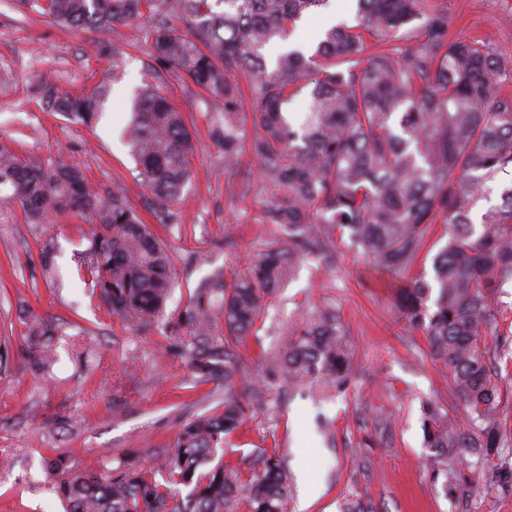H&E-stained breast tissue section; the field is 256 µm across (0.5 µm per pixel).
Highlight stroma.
Instances as JSON below:
<instances>
[{
  "instance_id": "stroma-1",
  "label": "stroma",
  "mask_w": 512,
  "mask_h": 512,
  "mask_svg": "<svg viewBox=\"0 0 512 512\" xmlns=\"http://www.w3.org/2000/svg\"><path fill=\"white\" fill-rule=\"evenodd\" d=\"M429 2L447 13L450 35L485 40L512 72V0ZM116 65L123 72L118 83ZM153 66L136 27L80 31L23 10L18 0H0V140L22 156L64 155L103 192L132 181L135 163L119 136L133 90L156 78ZM44 75L72 93L112 82L100 123L85 126L46 111L37 91ZM167 94L193 135L194 153L180 223L152 227L176 272L159 325L126 329L80 281L74 255L90 245L88 216L57 211L48 224H30L17 208L0 221V460L7 471L0 512H63L46 459L60 452L89 471L150 465L187 420L214 412L224 399L223 386L195 379L182 351L188 339L171 324L201 279L218 268L229 279L243 273L277 229L260 222L254 198L229 202L232 186L256 175L258 164L245 153L235 170H225L224 153L209 135L207 92L173 81ZM447 240L443 225H435L429 256L398 274L377 270L347 243L333 271L313 260L299 265L240 348L243 376L233 390L247 405L246 417L224 450L225 463L245 470L257 449L278 454L291 512H341L352 495L375 512H512V403L500 414L505 450L465 469L454 491H445L427 461L423 405L460 424L466 408L423 333L398 321L392 289L430 270L431 253ZM48 244L57 252L53 272L41 262ZM317 305L334 307L351 333L353 371L342 393L272 382L289 329ZM24 309L82 329L59 342L49 376L32 373L20 355ZM82 353L88 362H79ZM62 416L67 424H59Z\"/></svg>"
}]
</instances>
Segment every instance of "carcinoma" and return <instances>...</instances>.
Returning a JSON list of instances; mask_svg holds the SVG:
<instances>
[{"label": "carcinoma", "mask_w": 512, "mask_h": 512, "mask_svg": "<svg viewBox=\"0 0 512 512\" xmlns=\"http://www.w3.org/2000/svg\"><path fill=\"white\" fill-rule=\"evenodd\" d=\"M32 12L76 29L140 27L154 71L209 94L219 114L210 137L224 149V167L242 152L258 162L257 180L232 195L260 198V221L279 234L238 278L215 271L199 281L176 326L189 338L191 366L203 382L234 381L239 347L260 320L264 301L284 287L296 263L314 257L326 268L337 241L388 272L418 261L436 224L448 241L420 274L399 289L395 308L450 372L467 408L461 427L435 406L423 409L425 447L437 474L454 490L467 457L487 459L504 446L499 412L512 386L493 371L488 337L509 345L498 324V294L512 282V184L501 204L475 218L497 177L512 175V96L501 62L483 40L449 37L448 15L426 0H356L352 26H329L312 53L285 46L302 17L331 0H20ZM312 86L310 112L288 119L286 105ZM46 109L89 126L109 88L60 92L39 84ZM136 163L146 209L162 225L191 182L193 138L162 85L146 83L131 100L122 131ZM19 206L31 224L73 210L95 220L80 267L92 292L130 329L157 324L172 289L171 261L141 214L117 185L104 197L84 170L59 155L22 157L0 142V213ZM224 309V337L213 335V307ZM22 357L32 371L58 360L61 325L26 315ZM352 345L332 307L312 311L288 333L278 376L290 385L316 382L339 390L350 380ZM235 396L224 408L185 423L156 465H122L100 473L76 470L61 455L49 460L65 512H288V476L276 454L257 453L247 472L217 460L241 425ZM189 488L179 496L178 487Z\"/></svg>", "instance_id": "obj_1"}]
</instances>
